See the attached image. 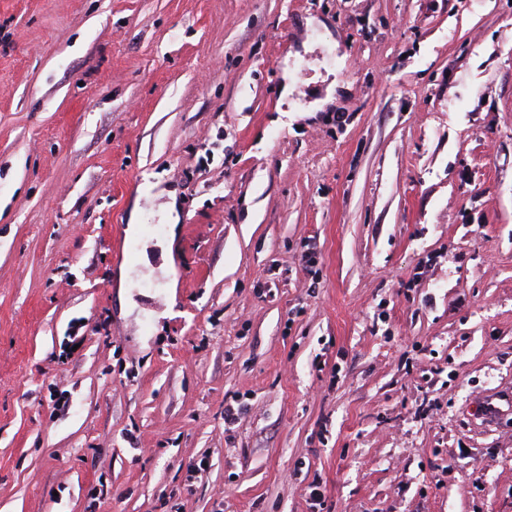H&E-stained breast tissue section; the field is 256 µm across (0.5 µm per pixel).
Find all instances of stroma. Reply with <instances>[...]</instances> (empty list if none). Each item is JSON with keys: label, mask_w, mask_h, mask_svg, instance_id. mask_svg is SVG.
Instances as JSON below:
<instances>
[{"label": "stroma", "mask_w": 512, "mask_h": 512, "mask_svg": "<svg viewBox=\"0 0 512 512\" xmlns=\"http://www.w3.org/2000/svg\"><path fill=\"white\" fill-rule=\"evenodd\" d=\"M315 481L512 512V0H0V512Z\"/></svg>", "instance_id": "stroma-1"}]
</instances>
